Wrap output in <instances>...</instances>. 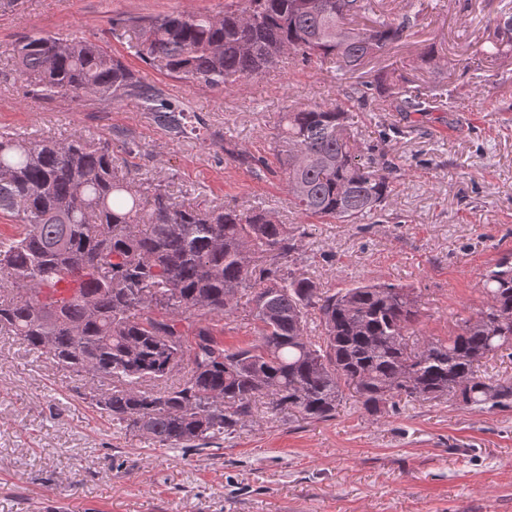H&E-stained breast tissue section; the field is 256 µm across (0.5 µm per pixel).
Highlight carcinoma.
Masks as SVG:
<instances>
[{"label": "carcinoma", "instance_id": "carcinoma-1", "mask_svg": "<svg viewBox=\"0 0 512 512\" xmlns=\"http://www.w3.org/2000/svg\"><path fill=\"white\" fill-rule=\"evenodd\" d=\"M370 0H231L224 13L173 12L133 24L151 69L212 89L253 79L293 55L333 64L342 82L400 41L409 17L364 27ZM492 58L512 45V4L496 17ZM44 99L134 98L166 131L196 130L183 103L145 84L103 45L33 32L14 53ZM395 112H428L416 89L371 75L355 88ZM288 201L303 218L360 224L391 192L396 167L360 148L338 104L287 108L277 129ZM0 335L83 382L78 398L119 429L159 448L202 450L237 431L257 404L327 421L342 387L370 416L402 400L447 399L490 412L512 408V381L483 360L512 357V260L486 270V302L446 339L420 337L415 289L363 280L330 292L288 265L302 240L263 210L176 202L161 183L135 181L107 144L25 141L0 134ZM79 282L57 301L48 290ZM250 292L257 339L224 346V318ZM321 327L309 336L308 321Z\"/></svg>", "mask_w": 512, "mask_h": 512}]
</instances>
